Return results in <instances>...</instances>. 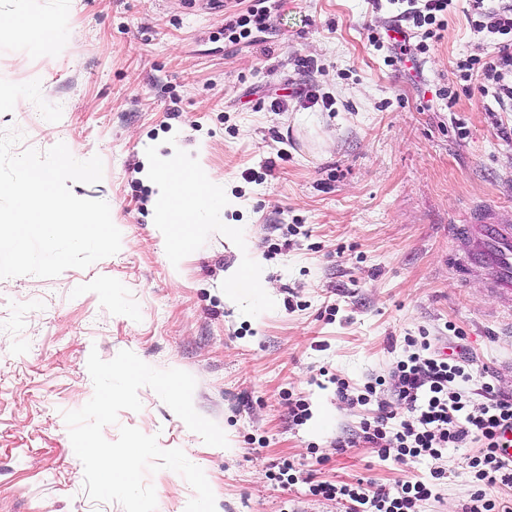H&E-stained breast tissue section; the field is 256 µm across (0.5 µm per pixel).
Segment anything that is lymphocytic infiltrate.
<instances>
[{"mask_svg":"<svg viewBox=\"0 0 512 512\" xmlns=\"http://www.w3.org/2000/svg\"><path fill=\"white\" fill-rule=\"evenodd\" d=\"M401 6L396 22L405 26V35L418 38L420 53H428L441 40L448 27V8L452 0H397ZM467 18L481 30L500 35L495 55L484 63L458 61L459 71L475 70L484 83L494 89L500 110L512 107V0L495 8L485 0H470ZM272 25L268 0H254L247 13L224 25V36L237 43L253 33H263ZM412 352L398 361L392 371L396 380L394 406L361 424L362 437L375 445L384 458L406 462L416 458L442 457L445 450L476 444L468 466L475 491L464 512H500L496 499L487 495L491 488H512V463L500 451L502 432L512 427V396L500 392L491 383H482L484 407L470 409L463 384L472 381V362L465 354L442 356L433 351L429 337H407ZM408 413L397 417L398 410ZM443 471L432 473L431 481L405 482L400 489L367 492L362 486H337L321 482L310 485L312 495L349 501L352 512H420L429 500L435 480Z\"/></svg>","mask_w":512,"mask_h":512,"instance_id":"lymphocytic-infiltrate-1","label":"lymphocytic infiltrate"}]
</instances>
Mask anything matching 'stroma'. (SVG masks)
<instances>
[{"mask_svg": "<svg viewBox=\"0 0 512 512\" xmlns=\"http://www.w3.org/2000/svg\"><path fill=\"white\" fill-rule=\"evenodd\" d=\"M58 25V45L0 41V88L23 109L0 112V129L23 148L72 140L80 159L100 156V182L73 183L80 198L112 201L120 251L54 278L0 279V512H123L96 503L75 475L83 466L63 414L94 388L90 352L129 350L147 364L196 379V411L225 433L206 445L148 387L140 411L106 426L144 429L161 448L199 466L216 512H344L311 495L308 482L395 490L432 479L421 512H462L473 491L469 449L398 463L359 436L364 419L392 402L405 339L445 348L463 340L474 362L470 407L482 382L512 395V307L477 274L448 264L449 225L484 204L512 217V112L463 79L460 59L493 56L497 36L474 29L468 0H455L443 38L416 69L386 65L367 38L394 15L390 0H280L256 43L229 44L223 12L194 0H25ZM313 60V69L298 66ZM331 97L333 111L272 103L297 86ZM456 94L455 104L436 98ZM179 131L237 208L209 217L177 268L165 259L142 172L148 147L165 151ZM287 150V161L263 163ZM253 180H246V171ZM236 225L240 236L225 235ZM275 282L269 298L234 294L245 253ZM350 389L381 379L376 400L348 405ZM311 411L303 424L289 398ZM303 483L270 480L281 459ZM157 512H185L195 492L177 473L148 476Z\"/></svg>", "mask_w": 512, "mask_h": 512, "instance_id": "1", "label": "stroma"}]
</instances>
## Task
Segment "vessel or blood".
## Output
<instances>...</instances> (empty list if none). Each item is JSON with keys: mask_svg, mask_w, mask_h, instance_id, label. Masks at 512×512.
I'll return each mask as SVG.
<instances>
[{"mask_svg": "<svg viewBox=\"0 0 512 512\" xmlns=\"http://www.w3.org/2000/svg\"><path fill=\"white\" fill-rule=\"evenodd\" d=\"M452 238L468 245L455 272L481 269L500 294L512 299V223L501 220L496 209L482 207L472 210L466 223L454 225Z\"/></svg>", "mask_w": 512, "mask_h": 512, "instance_id": "obj_1", "label": "vessel or blood"}]
</instances>
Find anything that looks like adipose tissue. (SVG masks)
Masks as SVG:
<instances>
[{
	"label": "adipose tissue",
	"instance_id": "ef3b65f1",
	"mask_svg": "<svg viewBox=\"0 0 512 512\" xmlns=\"http://www.w3.org/2000/svg\"><path fill=\"white\" fill-rule=\"evenodd\" d=\"M0 38L51 44L56 31L54 26L36 23L24 10H0ZM167 148V154L151 157L144 176L155 190L154 218L164 239L172 243L167 262L174 266L189 241L185 235L174 238V225L203 223L206 216L231 206L232 201L225 197L223 184L210 178L199 160L183 151L178 137H171Z\"/></svg>",
	"mask_w": 512,
	"mask_h": 512
}]
</instances>
